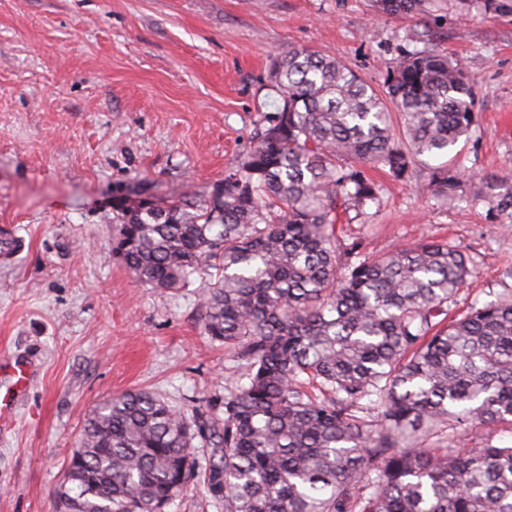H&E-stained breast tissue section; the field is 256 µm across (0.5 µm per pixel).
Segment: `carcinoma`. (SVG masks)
Instances as JSON below:
<instances>
[{
    "mask_svg": "<svg viewBox=\"0 0 512 512\" xmlns=\"http://www.w3.org/2000/svg\"><path fill=\"white\" fill-rule=\"evenodd\" d=\"M454 2L512 12V0ZM374 3L406 17L431 8ZM272 75L282 105L224 181L203 199L121 211L109 251L149 288L211 270L202 327L241 361L224 417L190 418L145 390L97 404L58 512H166L199 476L224 512H512V444L423 446L512 427V296L450 318L475 272L461 250L428 240L369 258L345 229L379 202L366 169L410 182L419 165L443 205L467 182L512 224L511 175L436 163L477 126L473 80L437 47L404 51L384 99L312 49L277 57Z\"/></svg>",
    "mask_w": 512,
    "mask_h": 512,
    "instance_id": "obj_1",
    "label": "carcinoma"
}]
</instances>
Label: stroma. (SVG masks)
Returning <instances> with one entry per match:
<instances>
[{
    "mask_svg": "<svg viewBox=\"0 0 512 512\" xmlns=\"http://www.w3.org/2000/svg\"><path fill=\"white\" fill-rule=\"evenodd\" d=\"M460 59L478 124L456 148L467 173H512V14L409 19L371 0H0V225L24 244L0 262V364L31 384L0 425V512H56L55 493L100 402L148 390L175 409L222 412L240 367L202 328L198 291L138 283L108 258L112 222L143 202L208 195L281 104L274 56L309 47L375 89L421 36ZM380 201L348 224L374 257L445 240L476 269L453 313L512 294V229L480 201L442 206L373 169Z\"/></svg>",
    "mask_w": 512,
    "mask_h": 512,
    "instance_id": "1",
    "label": "stroma"
}]
</instances>
